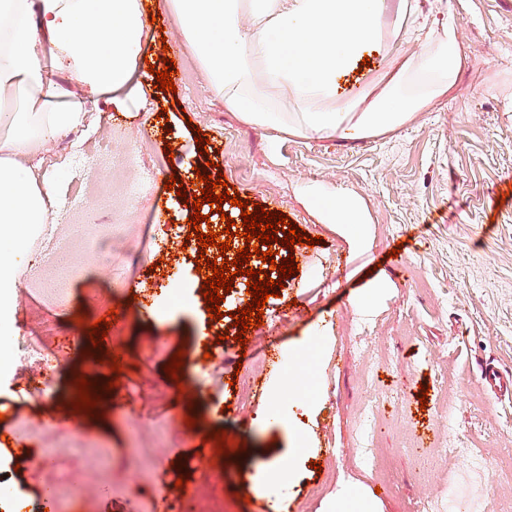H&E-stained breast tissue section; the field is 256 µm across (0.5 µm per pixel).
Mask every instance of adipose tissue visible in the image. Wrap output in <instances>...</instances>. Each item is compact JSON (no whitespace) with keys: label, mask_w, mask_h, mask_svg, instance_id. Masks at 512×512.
<instances>
[{"label":"adipose tissue","mask_w":512,"mask_h":512,"mask_svg":"<svg viewBox=\"0 0 512 512\" xmlns=\"http://www.w3.org/2000/svg\"><path fill=\"white\" fill-rule=\"evenodd\" d=\"M226 110L293 137L394 132L453 89L462 68L446 0H166ZM143 0H0V88L24 103L0 113V307L19 257L52 218L54 182L39 152L87 120L86 95L116 102L145 91L138 73ZM382 60L367 67L363 58ZM66 75L70 89L48 70ZM309 200L364 242L361 200L320 185Z\"/></svg>","instance_id":"obj_1"}]
</instances>
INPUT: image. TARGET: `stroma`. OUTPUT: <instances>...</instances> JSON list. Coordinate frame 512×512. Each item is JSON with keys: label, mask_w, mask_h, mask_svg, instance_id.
<instances>
[{"label": "stroma", "mask_w": 512, "mask_h": 512, "mask_svg": "<svg viewBox=\"0 0 512 512\" xmlns=\"http://www.w3.org/2000/svg\"><path fill=\"white\" fill-rule=\"evenodd\" d=\"M145 2L156 21L143 53L159 69L166 55L179 64L176 92L151 88L120 108L91 102V124L42 154L58 188L87 195L76 214L52 218L68 243L53 266L26 260L40 301L17 296V316L0 323V478L9 512H163V499H197L206 479L219 487L224 512H256L264 501L278 512H332L349 501L372 512H455L460 500L467 512H499L512 502V485L497 484L490 460L512 449V392L488 388L481 368L512 372V0H448L466 57L452 92L388 135L353 140L246 124L215 96L162 0ZM197 128L209 140L204 155ZM81 142L77 178L57 161ZM132 145L155 176L127 203L117 188L130 177L121 162ZM210 161L242 199L322 238L295 246L298 272L268 299L244 349L231 317L237 297L225 300L223 322L210 319L195 254L172 235L194 209L165 179L179 177L196 193L195 169ZM314 184L362 200L364 247L308 201ZM110 233L141 253L139 263L96 254ZM399 243L402 262L387 266ZM371 286L377 294L366 307ZM181 297L190 311L176 308ZM112 309L120 317L104 346L120 357V383L98 404L101 419L69 432L59 419L72 414L75 374L102 384L115 377L83 357L88 343L75 317L92 323ZM223 323L228 337L219 344ZM263 341L278 372L262 361ZM30 343L57 357L47 369L15 373L10 355ZM307 345L318 370L306 393L287 390L272 403L273 390L301 371ZM180 348L190 365L175 383L164 367ZM197 384L207 397L193 407ZM191 411L193 428L185 423ZM218 429L244 442V452L176 488L178 464L214 455L206 435ZM371 440L383 470L358 453ZM18 441L30 450L21 462L11 450ZM457 441L461 451L448 453ZM292 455L286 488L272 494L269 467Z\"/></svg>", "instance_id": "35a3bbf8"}]
</instances>
